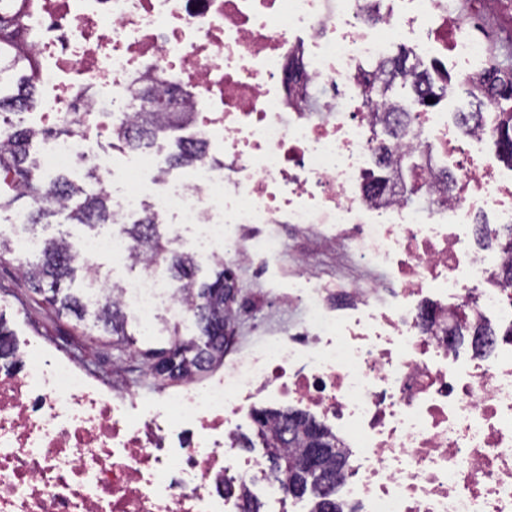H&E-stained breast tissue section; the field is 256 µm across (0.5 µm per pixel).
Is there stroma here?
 I'll list each match as a JSON object with an SVG mask.
<instances>
[{
    "label": "stroma",
    "instance_id": "stroma-1",
    "mask_svg": "<svg viewBox=\"0 0 512 512\" xmlns=\"http://www.w3.org/2000/svg\"><path fill=\"white\" fill-rule=\"evenodd\" d=\"M255 233L280 237L281 245L277 251L262 255L259 263L235 275L237 301L249 305L250 312L233 322L228 331L224 347V359L228 362L240 351L259 344L264 336L288 329L303 312L305 305L301 302L288 309L270 305L271 298L289 291L298 270L296 251L309 253V268L321 279L361 280L367 275L363 264L352 259L337 260L315 240L284 232L276 225L262 224L254 231L237 225L229 228L230 236L236 238L245 239ZM0 321L12 336L41 337L53 349L80 361L90 374L112 379L115 384H126L144 392L172 386L171 381L163 382L147 374L148 350L170 345L169 323H160L153 334L147 335L137 322H129L133 341L123 349H116L111 337L91 323L58 316L41 295L31 290L12 252L0 254Z\"/></svg>",
    "mask_w": 512,
    "mask_h": 512
}]
</instances>
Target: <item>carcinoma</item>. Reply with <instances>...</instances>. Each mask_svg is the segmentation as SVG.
<instances>
[{
	"label": "carcinoma",
	"mask_w": 512,
	"mask_h": 512,
	"mask_svg": "<svg viewBox=\"0 0 512 512\" xmlns=\"http://www.w3.org/2000/svg\"><path fill=\"white\" fill-rule=\"evenodd\" d=\"M24 64L14 49V44L8 39L0 38V75L14 70ZM386 74V81L379 84H370L365 89L366 102H379L383 95L396 82L407 85L406 54L380 65ZM417 102L426 104V99L436 98L444 93V89H433L425 74L418 75L416 81L410 84ZM29 101L27 85H18L16 94L9 97H0V112H16ZM406 113L397 115L385 121L383 130L389 139L384 141L383 155L389 156L394 140L399 138L398 127ZM161 128L153 124L152 113L146 112L140 118L137 126L125 133L126 143L135 148L153 140ZM498 155L508 164H512V106L506 112L498 113L497 122L491 129ZM38 137V132L24 128L14 127L5 132V141L0 142V172L10 174L18 182L20 195L30 199V209L25 224L26 230L34 232L42 221L67 208L66 202L74 199L75 205L69 209L68 219L74 224L93 226L95 224L112 223V213L107 205V196L104 192L89 193L82 187L70 184L64 180H55L44 186L36 184L29 176L26 168L32 140ZM205 153V144L197 142L184 146L178 145V151L169 157L168 163L172 167L189 164ZM124 234L134 243L136 248L145 254L158 257L165 261L170 275L183 284L185 299L189 304L199 336L183 339L174 334L170 347L150 351L151 359L167 356L174 353L171 360L170 371L178 372L179 378L195 377L206 371L218 361L224 360V343L229 326L227 308L224 304V289L234 287L232 274L224 269V261H216L219 267L213 279L197 281L195 278V260L190 254L181 253L171 248L172 242L161 233L156 215H149L134 224L122 228ZM23 275L38 293H49L45 300L56 307L61 314L75 317L79 321L85 320L86 315L93 316L94 324L102 327L103 331L112 336V345L118 349L126 346L131 337L127 331V316L118 302L111 298L98 305H92L85 297H79L64 292L62 284L71 281L77 271L84 272L86 279L95 276L80 262L70 250L66 239L60 237L47 242L38 261L29 262L22 266ZM291 416H297L307 424L317 425L322 436L332 445L339 448L340 442L326 426L316 422L312 416L300 411L260 410L255 412L254 422L257 424L256 436L267 450L272 459L274 470L279 475L299 488L295 497L309 499L312 502L311 512H342L338 503H333L330 511L325 510L317 484L308 477H302L283 468L286 457L292 452L304 454L309 448L307 438L296 437L290 441L276 443L271 436L280 433L281 421Z\"/></svg>",
	"instance_id": "1"
}]
</instances>
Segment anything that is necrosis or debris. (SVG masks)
Wrapping results in <instances>:
<instances>
[{
    "mask_svg": "<svg viewBox=\"0 0 512 512\" xmlns=\"http://www.w3.org/2000/svg\"><path fill=\"white\" fill-rule=\"evenodd\" d=\"M502 0H0V33L34 64L37 93L19 113L41 141L47 176L90 161L112 191L118 230L72 250L138 274L121 307L144 332L188 307L158 259L121 232L143 208L201 255L236 250V266L277 251L279 239L236 248L232 224H288L372 281L329 287L302 273L288 295L308 315L200 386L139 395L93 377L32 341L0 367V512H310L262 454L238 450L241 420L286 404L343 440L336 485L343 512H512V263L497 239L512 224V167L490 130L461 133L457 115L414 113L396 143L414 153L418 203L394 192L395 162L379 165L376 130L390 101L366 104L390 34L418 71L445 90L484 97L495 62L472 34ZM183 96L178 129L203 141L187 172L153 147L116 166L100 133L132 121L135 90ZM351 295L346 312L325 306Z\"/></svg>",
    "mask_w": 512,
    "mask_h": 512,
    "instance_id": "1",
    "label": "necrosis or debris"
}]
</instances>
